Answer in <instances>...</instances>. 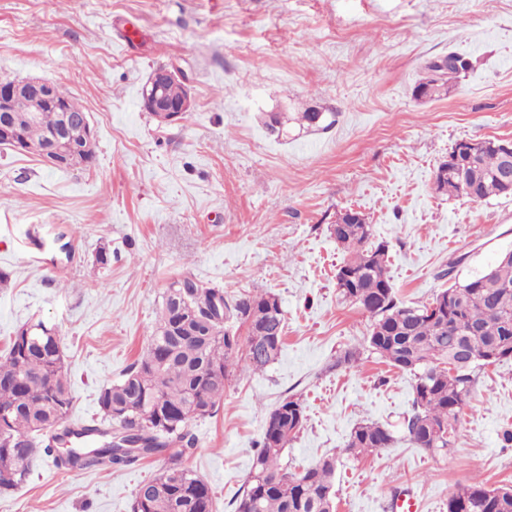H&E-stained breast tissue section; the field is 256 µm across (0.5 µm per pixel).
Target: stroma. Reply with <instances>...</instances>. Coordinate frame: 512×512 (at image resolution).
I'll return each mask as SVG.
<instances>
[{"instance_id":"35a3bbf8","label":"stroma","mask_w":512,"mask_h":512,"mask_svg":"<svg viewBox=\"0 0 512 512\" xmlns=\"http://www.w3.org/2000/svg\"><path fill=\"white\" fill-rule=\"evenodd\" d=\"M138 29L135 42L122 40ZM458 51L474 69L447 95L416 99L425 62ZM178 67L193 108L164 125L140 91ZM41 77L90 116L92 163L69 170L0 147V351L23 323L56 325L72 422L141 356L169 282L188 273L231 296L264 289L287 328L279 359L232 369L214 414L191 425L185 466L205 478L214 512L249 478L265 419L299 398L294 471L339 456L336 512H391L411 490L418 512H448L457 485L512 486V360L474 367L447 452L413 447L403 428L413 380L372 353L371 319L340 302L344 253L328 228L362 212L389 246L399 301L424 304L512 250V196L437 195L434 173L461 140H512V0H0V78ZM316 107L327 128L275 137L261 120ZM45 240L42 261L23 242ZM109 265H96L100 249ZM357 361L344 363L346 352ZM376 422L390 447L342 453ZM148 458L120 471L65 472L36 457L0 512H132Z\"/></svg>"}]
</instances>
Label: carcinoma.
<instances>
[{"label":"carcinoma","mask_w":512,"mask_h":512,"mask_svg":"<svg viewBox=\"0 0 512 512\" xmlns=\"http://www.w3.org/2000/svg\"><path fill=\"white\" fill-rule=\"evenodd\" d=\"M415 88L434 99L450 92L470 70L437 66L429 60ZM56 103L28 99L9 113L24 151L41 155L60 132L64 118L85 114L64 89ZM318 109L297 113L306 130H316ZM285 113L268 116L264 127L286 132ZM512 168V154L497 139L474 143L460 160L440 163L434 173L438 193L471 201L512 195L500 174ZM346 252L336 273L340 297L373 320L369 348L389 365L413 375V411L404 421L410 443L426 452L448 450L460 414L468 404L471 370L481 363L512 358V250L488 272L439 292L432 302H398L387 269V245L373 239L364 214L348 209L330 225ZM216 288L183 275L166 289L156 328L142 356L124 378L99 395L101 416L70 426L74 400L54 327L42 321L22 325L6 358L0 357V491L18 489L38 452L62 471L121 470L147 458H166L167 466L141 483L132 512H213L208 482L181 463L195 448L190 423L214 413L224 398L230 370L262 371L283 348L285 314L276 295L256 289L224 299L214 307ZM256 342L263 353H239ZM470 350L483 357L450 373L448 364ZM305 420L300 400L285 397L269 413L253 458L252 472L234 512H336V458L326 457L292 472L281 459ZM392 433L373 422L352 430L344 452L353 456L388 448ZM448 512H512V488L481 483L459 485L448 497Z\"/></svg>","instance_id":"cac0c4a2"}]
</instances>
